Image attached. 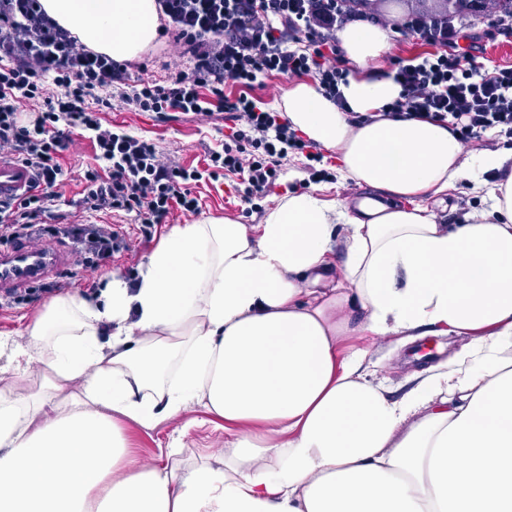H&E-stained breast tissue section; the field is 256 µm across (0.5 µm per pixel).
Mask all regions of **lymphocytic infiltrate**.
I'll return each mask as SVG.
<instances>
[{"mask_svg": "<svg viewBox=\"0 0 512 512\" xmlns=\"http://www.w3.org/2000/svg\"><path fill=\"white\" fill-rule=\"evenodd\" d=\"M163 35L171 36L186 69L166 82L133 78L131 65L89 49L41 6V0H0V151L31 168L36 191L0 200V239L27 238L46 213L62 168L59 159L73 143L70 131H92L99 167L84 173L80 201L89 214H135L143 235L164 223L174 209L197 213L190 186L234 171L241 177L244 203L265 198L288 152L314 162L312 180L323 173V155L298 136L278 112L260 107L249 91L259 78L315 80L338 107L349 75L336 33L361 19L349 0H156ZM462 19L409 16L392 30L416 36L430 50L416 60L397 59L391 71L401 92L386 110L410 119L448 123L468 143L492 133L512 141V66L481 70L458 38L470 29ZM239 87L225 95V83ZM55 93H48V86ZM138 112L210 115L224 111L229 133L222 150L211 151L206 171L174 165L155 144L125 131L103 127L100 110L111 108L109 93ZM40 101L35 117L21 123V106Z\"/></svg>", "mask_w": 512, "mask_h": 512, "instance_id": "f902f5d3", "label": "lymphocytic infiltrate"}]
</instances>
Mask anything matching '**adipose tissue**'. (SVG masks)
Wrapping results in <instances>:
<instances>
[{
  "instance_id": "obj_1",
  "label": "adipose tissue",
  "mask_w": 512,
  "mask_h": 512,
  "mask_svg": "<svg viewBox=\"0 0 512 512\" xmlns=\"http://www.w3.org/2000/svg\"><path fill=\"white\" fill-rule=\"evenodd\" d=\"M42 5L119 61L158 37L155 0ZM338 37L346 108L307 82L282 107L377 197L291 191L258 224L174 225L136 284L113 274L96 301L54 297L27 343L0 336V381L39 351L47 368L36 394L0 390V512H512V149L468 154L447 124L382 116L400 93L388 31ZM490 171L486 209L439 223L428 195ZM444 328L469 344L399 398L348 345ZM193 407L223 419V457L140 464L124 422Z\"/></svg>"
}]
</instances>
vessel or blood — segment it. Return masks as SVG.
<instances>
[{
    "label": "vessel or blood",
    "mask_w": 512,
    "mask_h": 512,
    "mask_svg": "<svg viewBox=\"0 0 512 512\" xmlns=\"http://www.w3.org/2000/svg\"><path fill=\"white\" fill-rule=\"evenodd\" d=\"M33 186L30 170L10 155L0 152V200L28 195ZM66 253L49 247L22 243L0 250V291L41 280L64 268Z\"/></svg>",
    "instance_id": "1"
}]
</instances>
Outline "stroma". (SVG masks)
<instances>
[{
  "label": "stroma",
  "instance_id": "35a3bbf8",
  "mask_svg": "<svg viewBox=\"0 0 512 512\" xmlns=\"http://www.w3.org/2000/svg\"><path fill=\"white\" fill-rule=\"evenodd\" d=\"M477 36L473 54L485 68L512 66V35L504 36L496 29L478 23L474 28ZM101 121L106 126L124 128L130 134L149 140L172 162L184 167L206 169L210 150L221 149L224 143L225 120L222 112L208 116L169 112L166 118H158L151 112H134L113 100L111 110L102 112ZM96 148L93 141L83 134H75L74 144L65 152L62 160L64 176L54 187L55 200L50 205L51 216L37 240L46 245L56 246L70 253L73 262L49 274L40 282L39 291L33 292L27 301L10 307L0 308V333H16L29 323L52 297L65 292H80L93 296L96 290L105 288L110 273H120L126 280L135 281L140 264L160 242L173 224H193L197 219L207 217H228L242 224H257L262 220L266 208L275 205L277 198L288 189L311 190L308 161L304 156L291 154L283 160L276 186L272 193L262 200L255 210H247L236 187L239 178L226 174L219 179H202L192 185L191 191L200 206L198 215H187L173 211L167 223L159 225L152 238L141 235L134 214L116 212L108 216L109 224L123 233L129 242L128 250L114 255L111 261L99 268L83 266L81 253L76 252L66 229L75 224L89 223L90 217L78 205L84 188L82 175L87 167L95 163ZM466 337L454 333L419 338L403 337L401 341L370 342V370L374 381L388 387L395 395H402L411 386L413 375L429 368V361L423 360L416 348L421 344L431 345L436 361H444L466 344ZM203 410L195 408L179 416L163 421L154 428L145 429L132 422H124V432L133 452L140 463L163 466L168 462L166 450L173 439H181L186 447L181 457L182 467L198 463L200 455L215 456L224 453V431L219 424L205 422Z\"/></svg>",
  "mask_w": 512,
  "mask_h": 512
}]
</instances>
